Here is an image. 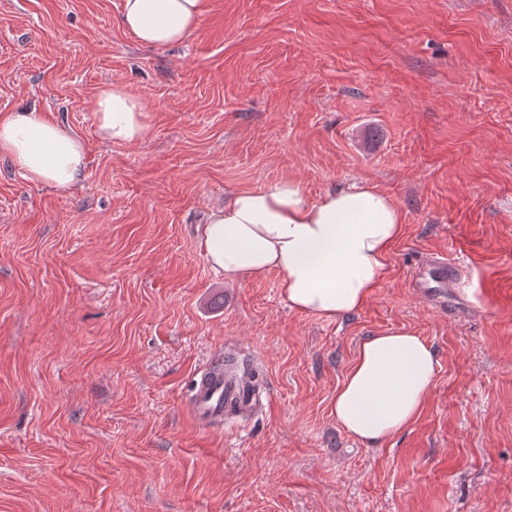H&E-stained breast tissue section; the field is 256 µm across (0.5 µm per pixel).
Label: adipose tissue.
Instances as JSON below:
<instances>
[{"mask_svg": "<svg viewBox=\"0 0 512 512\" xmlns=\"http://www.w3.org/2000/svg\"><path fill=\"white\" fill-rule=\"evenodd\" d=\"M205 0H123L121 24L149 46L187 41L197 30ZM144 107L121 85L96 98L97 130L121 144L146 132ZM24 177L61 192L85 176L82 141L40 109L0 113V153ZM403 212L376 185L360 182L311 199L295 180L231 193L213 210L202 246L213 269L245 282L274 271L296 311L335 321L362 309L379 288L390 250L403 229ZM438 361L425 338L380 332L362 340L332 414L352 438L382 445L421 414Z\"/></svg>", "mask_w": 512, "mask_h": 512, "instance_id": "ef3b65f1", "label": "adipose tissue"}]
</instances>
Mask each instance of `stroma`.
Returning <instances> with one entry per match:
<instances>
[{"label":"stroma","instance_id":"35a3bbf8","mask_svg":"<svg viewBox=\"0 0 512 512\" xmlns=\"http://www.w3.org/2000/svg\"><path fill=\"white\" fill-rule=\"evenodd\" d=\"M121 3L0 0V111H44L87 158L60 193L0 153V512H512V0H207L175 47L139 44ZM112 84L145 106L137 143L97 132ZM288 179L370 181L403 211L345 319L205 256L211 208ZM436 255L469 307L413 291ZM392 330L438 365L367 448L332 401ZM231 350L263 405L203 424L193 381Z\"/></svg>","mask_w":512,"mask_h":512}]
</instances>
